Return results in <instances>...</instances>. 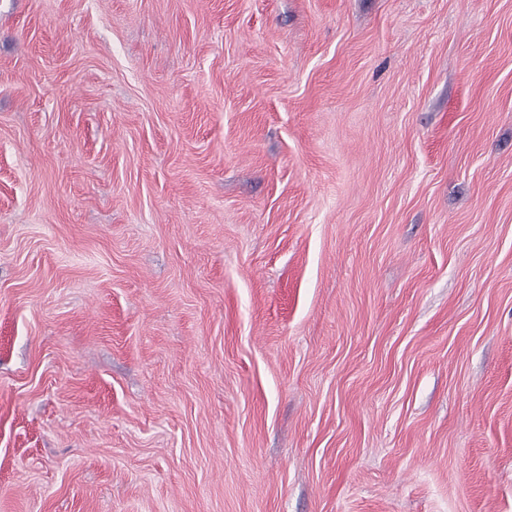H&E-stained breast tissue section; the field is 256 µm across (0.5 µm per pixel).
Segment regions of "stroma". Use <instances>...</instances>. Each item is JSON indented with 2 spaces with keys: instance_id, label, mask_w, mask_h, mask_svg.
<instances>
[{
  "instance_id": "obj_1",
  "label": "stroma",
  "mask_w": 512,
  "mask_h": 512,
  "mask_svg": "<svg viewBox=\"0 0 512 512\" xmlns=\"http://www.w3.org/2000/svg\"><path fill=\"white\" fill-rule=\"evenodd\" d=\"M0 512H512V0H0Z\"/></svg>"
}]
</instances>
